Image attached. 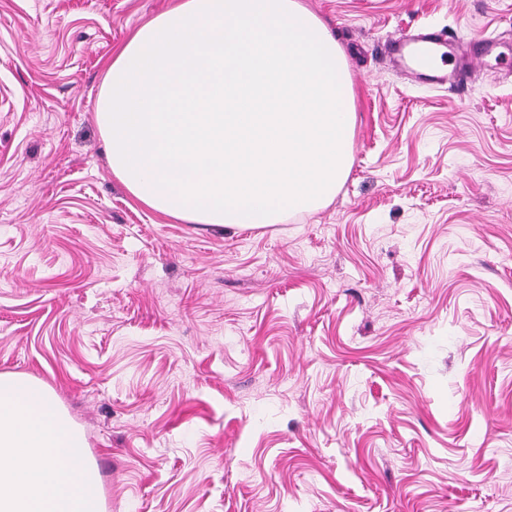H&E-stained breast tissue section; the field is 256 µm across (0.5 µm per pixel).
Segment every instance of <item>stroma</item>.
<instances>
[{
  "label": "stroma",
  "instance_id": "stroma-1",
  "mask_svg": "<svg viewBox=\"0 0 512 512\" xmlns=\"http://www.w3.org/2000/svg\"><path fill=\"white\" fill-rule=\"evenodd\" d=\"M352 163L266 227L135 201L94 121L173 0H0V374L82 430L105 512H512V0H301ZM444 31L462 88L398 69ZM419 43H429L433 45L437 50L441 51L440 58L443 64L448 62V58L450 60L451 54L448 52V36L443 33H424V34H413L408 33L406 35L401 36L397 39L393 44V48L397 53V56L402 63V65L412 71L416 72L413 68H411L407 61L406 56L412 51V49Z\"/></svg>",
  "mask_w": 512,
  "mask_h": 512
}]
</instances>
